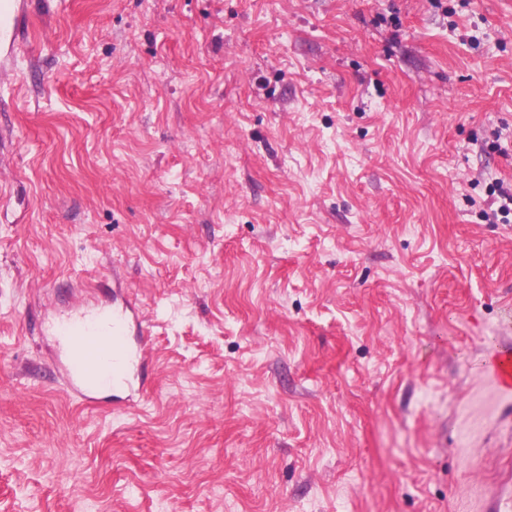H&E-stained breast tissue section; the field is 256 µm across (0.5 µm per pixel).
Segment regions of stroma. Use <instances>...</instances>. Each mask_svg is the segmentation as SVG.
<instances>
[{"label":"stroma","instance_id":"1","mask_svg":"<svg viewBox=\"0 0 512 512\" xmlns=\"http://www.w3.org/2000/svg\"><path fill=\"white\" fill-rule=\"evenodd\" d=\"M0 512H512V0H15ZM140 308L137 402L50 319ZM489 367L498 386L512 391V348L504 346L494 350L489 358Z\"/></svg>","mask_w":512,"mask_h":512}]
</instances>
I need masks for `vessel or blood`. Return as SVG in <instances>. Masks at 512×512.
<instances>
[{"label":"vessel or blood","instance_id":"b4317fda","mask_svg":"<svg viewBox=\"0 0 512 512\" xmlns=\"http://www.w3.org/2000/svg\"><path fill=\"white\" fill-rule=\"evenodd\" d=\"M138 327L139 310L129 300L110 309L77 307L55 325L72 393L94 403L109 392H139L145 353L129 340ZM489 367L498 386L512 391V348L494 350Z\"/></svg>","mask_w":512,"mask_h":512}]
</instances>
